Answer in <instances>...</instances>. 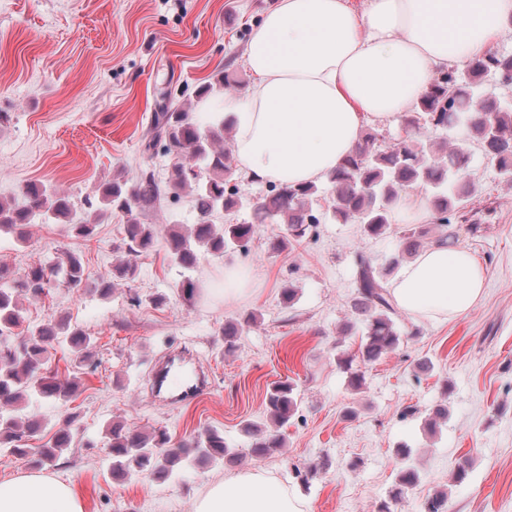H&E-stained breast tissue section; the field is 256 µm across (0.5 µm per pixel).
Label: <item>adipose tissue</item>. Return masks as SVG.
Instances as JSON below:
<instances>
[{
  "label": "adipose tissue",
  "instance_id": "obj_1",
  "mask_svg": "<svg viewBox=\"0 0 512 512\" xmlns=\"http://www.w3.org/2000/svg\"><path fill=\"white\" fill-rule=\"evenodd\" d=\"M275 0L246 48V97H227L234 155L255 183L318 182L362 143L369 124L395 122L438 72L492 53L512 25V0ZM484 265L434 244L389 288L405 313L442 321L480 300ZM0 512H83L72 486L42 472L0 483ZM195 512H304L264 473L213 484Z\"/></svg>",
  "mask_w": 512,
  "mask_h": 512
}]
</instances>
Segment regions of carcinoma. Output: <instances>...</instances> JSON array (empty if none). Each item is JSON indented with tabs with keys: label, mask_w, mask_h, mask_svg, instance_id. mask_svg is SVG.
<instances>
[{
	"label": "carcinoma",
	"mask_w": 512,
	"mask_h": 512,
	"mask_svg": "<svg viewBox=\"0 0 512 512\" xmlns=\"http://www.w3.org/2000/svg\"><path fill=\"white\" fill-rule=\"evenodd\" d=\"M504 67L512 68V55L494 52L464 69L448 70V76L434 81L428 93L412 107L405 118L406 137L387 143L382 134L367 131L361 147L325 176L326 186L315 184L276 185L271 193L256 201L238 196V176L231 150L218 149L234 120L202 126L190 113L174 104L167 91L159 93L161 101L151 117L150 137L144 142L149 153L163 142L175 155L176 164L169 185L171 193L190 188L195 193L197 221L190 232L170 230L166 247L171 262L184 270L194 269L201 256H222L235 247H246L254 234V224H216L214 216L238 211L249 205L260 223L285 224L288 236L272 243L275 251L283 250L289 239L302 238L317 217L313 204L323 193L331 196L329 216L346 224L363 227L369 237L384 235L392 217V203L401 192L419 186L429 192V200L438 224L434 241L455 245L457 226L452 219L474 191L468 179L469 149L448 141V131L467 127L468 140L477 144L500 176L512 182V103L502 101L486 89L487 78ZM239 81L230 73L220 72L214 82L203 86L200 94L212 90L232 91ZM492 133H486V126ZM161 198V189L151 171L144 170L137 182L129 185L114 180L103 187L100 210L124 216L125 237L118 249L137 257L150 251L158 242L155 224H144L140 217ZM37 216L64 219L69 230L82 237L91 236L94 220L77 216L75 204L50 191L43 184H27L21 191V203H0V229L13 232L19 241L26 240L27 228ZM426 232L409 227L399 242L398 256H412L422 248ZM135 264L127 261L114 266L112 279L98 284V291L109 293L115 280H132ZM388 269L360 258L356 269L358 297L355 313L363 317L366 341L361 347L365 362L378 360L395 349L401 333L394 317L397 312L385 286ZM80 290L85 287V270L80 259L67 254L55 261L30 266L21 273L0 266V447L10 445L21 456L38 455L39 464L52 462L58 453L74 443L76 433L68 427L58 429L42 448L23 447L22 438L43 431V419L29 410L31 399L66 401L79 385L74 376L65 381L48 372L50 349L66 346L77 358H84L94 338L78 327L66 323L37 327L26 336L14 335L23 316L17 303L21 293L38 296L45 293L52 279ZM297 408L294 388L275 382L267 394L266 411L271 425H247L255 437L251 452L265 455L282 447L279 429L288 423ZM112 454V470L128 474L150 472L170 475L174 467L193 459L222 460L236 453L224 442V435L206 429L178 446L169 447L164 431L151 435L131 431L119 423L107 428ZM418 481V471L404 465L399 468L393 498Z\"/></svg>",
	"instance_id": "cac0c4a2"
}]
</instances>
